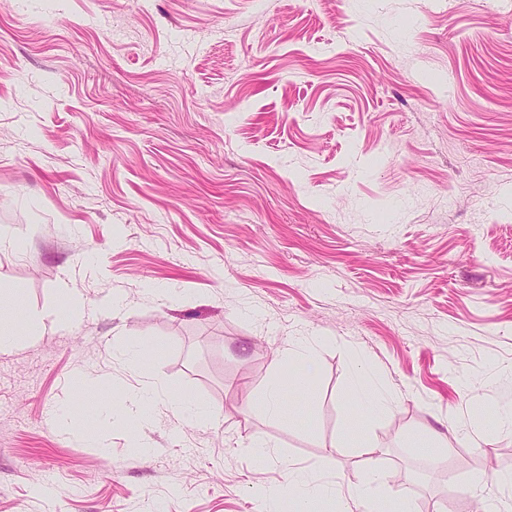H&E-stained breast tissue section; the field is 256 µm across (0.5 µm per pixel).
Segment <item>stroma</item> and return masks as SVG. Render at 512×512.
<instances>
[{"label": "stroma", "mask_w": 512, "mask_h": 512, "mask_svg": "<svg viewBox=\"0 0 512 512\" xmlns=\"http://www.w3.org/2000/svg\"><path fill=\"white\" fill-rule=\"evenodd\" d=\"M1 288L47 329L0 351V512H256L298 468L507 499L478 425L512 406V0H0ZM296 368L288 371V387L292 390H302L306 388L308 379L312 378L316 372L315 357L313 347L309 341L299 344L294 353ZM285 381L286 379L283 378L274 379L265 386L261 393L265 407L274 417H280L284 414L282 395ZM353 395L354 402L364 411L368 418H375L389 411L384 399L373 394L360 380L354 387ZM152 391L143 390L130 395L123 405V415L126 420L134 423L142 422L146 419Z\"/></svg>", "instance_id": "1"}]
</instances>
